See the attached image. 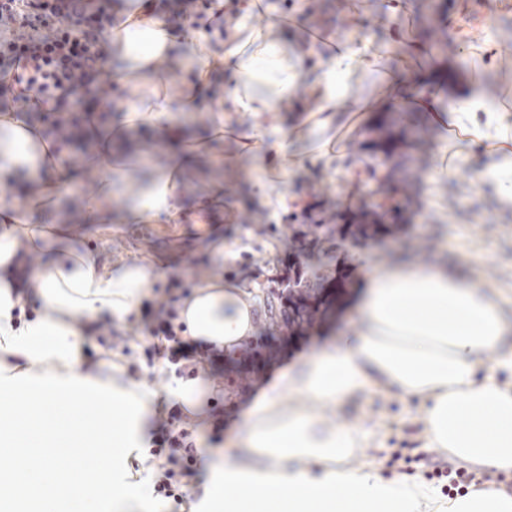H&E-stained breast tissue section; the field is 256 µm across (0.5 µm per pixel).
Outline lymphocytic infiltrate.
<instances>
[{"label": "lymphocytic infiltrate", "instance_id": "lymphocytic-infiltrate-1", "mask_svg": "<svg viewBox=\"0 0 512 512\" xmlns=\"http://www.w3.org/2000/svg\"><path fill=\"white\" fill-rule=\"evenodd\" d=\"M81 0H0V21L18 29L14 39L0 41V95L29 101L31 94L54 100L56 106L79 111L80 89L88 87L97 70L94 51L97 36L82 26ZM175 309L161 310L144 328L148 364L174 368L177 375L192 376L198 363L217 362L219 353L182 337ZM151 455L160 478L157 496L182 505L183 479L198 455L193 432L180 406L169 409L153 434Z\"/></svg>", "mask_w": 512, "mask_h": 512}]
</instances>
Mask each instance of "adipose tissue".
<instances>
[{"label": "adipose tissue", "mask_w": 512, "mask_h": 512, "mask_svg": "<svg viewBox=\"0 0 512 512\" xmlns=\"http://www.w3.org/2000/svg\"><path fill=\"white\" fill-rule=\"evenodd\" d=\"M98 39L99 63L121 60L111 96L125 126L99 125L88 155L101 174L96 193L59 202L78 172L65 164L69 133L28 125L14 110L0 109V174L24 181L21 200H6L0 186V366L8 375L74 376L132 392L120 355L109 364L82 368L78 336L83 323L107 316L125 324L155 302L151 266L101 270L90 253L64 247L76 215L93 224H136L185 212L180 176L205 152L189 141L171 117V100L185 112H278L304 75L310 47L287 52L277 24L250 31L245 42L224 36V21L176 31L152 0H115ZM351 47L327 58L313 82L328 126L346 80L360 64ZM226 75L217 86L212 75ZM177 96H170L171 84ZM146 128L164 144L161 159L141 174L136 155L126 154V133ZM123 183L130 203L114 205ZM53 209V223H31V214ZM49 253V260L16 290L10 268L19 253ZM363 272L356 297L353 335H340L284 370L250 409L234 438L235 452L212 453L201 497L190 512H512V494L481 487L454 498L424 482L383 479L372 461L353 465L368 435L335 419L337 406L376 388L425 405L426 445L481 471H512V386L500 372L512 369V316L457 266L439 260L389 263L374 251H357ZM36 303L33 318L16 323L15 309ZM256 300L233 283L207 279L180 310L188 336L231 353L254 333ZM214 388L203 375L174 377L160 396L143 403L136 428L150 444L159 399L204 414Z\"/></svg>", "instance_id": "ef3b65f1"}]
</instances>
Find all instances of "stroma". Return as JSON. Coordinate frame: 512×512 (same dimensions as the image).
<instances>
[{"mask_svg": "<svg viewBox=\"0 0 512 512\" xmlns=\"http://www.w3.org/2000/svg\"><path fill=\"white\" fill-rule=\"evenodd\" d=\"M273 2L295 19L281 32L288 45L305 43L308 30L316 27L378 53L351 76L327 132H320L311 117L319 100L309 76L301 79L287 111L279 115L225 113L223 138L211 140L205 157L182 177L185 206L200 215V223L161 218L114 230L76 220L70 242L94 253L99 266L150 262L159 271L151 282L157 299L145 310L108 333L91 325L83 328L79 341L86 364L104 362L118 337L132 334L208 277L233 281L261 302L287 261L289 225L340 224L347 208L369 209L384 200L398 206L404 231L375 244L380 256L415 261L424 246H431L432 258L457 265L512 313V208L502 205L490 187L475 183L495 144L475 141L472 129L451 125L448 118L449 103L460 98L459 87L475 85L491 106L512 91V0H362L357 7L351 0ZM441 15L450 18L442 33L434 27ZM476 67L483 80H475ZM379 114L388 131L406 135L399 156L388 162L387 182L371 179L362 162L361 146L371 140V121ZM256 127L265 129L268 144L286 142L293 159L269 205L253 192L260 171L242 148L243 137ZM461 144L470 150L459 158L455 151ZM447 166L452 169L448 175L443 172ZM217 183L224 188L219 208L210 204ZM353 322L349 307L320 333L291 339L272 356L256 357L251 341L209 369L219 386L214 399L220 410L194 424L201 453L184 479L185 493L204 482L211 449L229 448L262 382L298 355L311 354L351 329ZM243 362L251 369L247 382L232 371ZM336 418L369 432L365 453L385 478L395 477L386 462L403 446L434 463L452 462L446 453L426 448L417 401L372 389L338 406ZM219 419L224 422L220 431L215 428Z\"/></svg>", "mask_w": 512, "mask_h": 512, "instance_id": "obj_1", "label": "stroma"}]
</instances>
